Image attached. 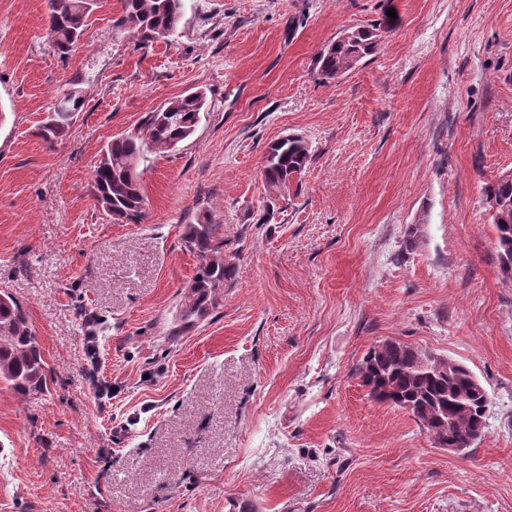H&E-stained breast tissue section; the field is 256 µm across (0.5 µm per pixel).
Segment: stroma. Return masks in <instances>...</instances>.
<instances>
[{
    "label": "stroma",
    "mask_w": 512,
    "mask_h": 512,
    "mask_svg": "<svg viewBox=\"0 0 512 512\" xmlns=\"http://www.w3.org/2000/svg\"><path fill=\"white\" fill-rule=\"evenodd\" d=\"M47 13L0 0V291L51 378L38 399L0 383V512H512V279L482 193L512 173V0H182L148 47L99 0L65 58ZM369 24L377 52L323 79L320 50ZM72 88L83 109L46 142ZM197 90L195 133L149 156L143 223H114L100 149ZM288 135L312 158L277 193L263 162ZM201 219L237 273L188 322ZM390 339L482 383L467 457L362 386Z\"/></svg>",
    "instance_id": "1"
}]
</instances>
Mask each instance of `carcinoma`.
I'll return each mask as SVG.
<instances>
[{
  "label": "carcinoma",
  "mask_w": 512,
  "mask_h": 512,
  "mask_svg": "<svg viewBox=\"0 0 512 512\" xmlns=\"http://www.w3.org/2000/svg\"><path fill=\"white\" fill-rule=\"evenodd\" d=\"M97 0H48L47 34L57 53L64 57L80 43ZM181 0H121L117 24L139 38L142 45L167 39L181 20ZM378 28L351 27L319 52L320 75L336 79L349 72L378 47ZM204 106L203 94H190L168 102L150 113L136 132L115 137L101 151L93 171L94 200L117 223L139 224L145 216L146 197L140 167L148 154L164 152L193 135ZM83 108L79 92L64 103L52 127H42V136L59 138L70 129L71 117ZM311 150L301 137L278 140L266 152L263 178L275 191L289 187L302 175ZM484 196H495L501 208L491 215L496 229V250L512 246V176L485 184ZM218 225L200 221L190 224L186 242L197 250L200 264L190 285L186 320L204 315L214 303L224 282L235 275V266L224 260V239ZM430 352L395 340H387L363 358L358 373L372 398L411 413L437 442L469 453L479 433L485 431L489 400L475 386L477 378L459 364L437 373L427 367ZM0 382L18 394L42 395L48 389V367L29 317L8 293L0 292Z\"/></svg>",
  "instance_id": "cac0c4a2"
}]
</instances>
